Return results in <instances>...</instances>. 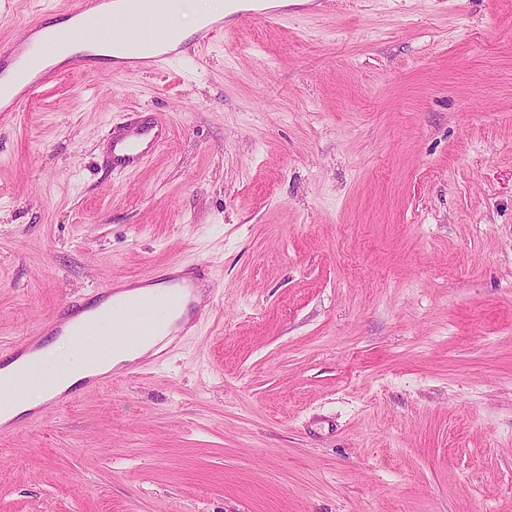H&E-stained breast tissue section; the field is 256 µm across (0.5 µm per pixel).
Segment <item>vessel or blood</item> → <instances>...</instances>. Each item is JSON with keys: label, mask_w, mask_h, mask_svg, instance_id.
Here are the masks:
<instances>
[{"label": "vessel or blood", "mask_w": 512, "mask_h": 512, "mask_svg": "<svg viewBox=\"0 0 512 512\" xmlns=\"http://www.w3.org/2000/svg\"><path fill=\"white\" fill-rule=\"evenodd\" d=\"M112 0H72L67 16L71 21L65 30L47 33V25L37 21L28 27L21 39L0 45V75L13 72L19 89L10 98L0 97V112L20 111L38 97L45 87L73 67L95 69L107 66L113 70L141 74L157 73L177 57L195 55L228 29H241L249 21L270 25L285 23L288 9L277 0H251L242 7L241 0H227L231 9L223 19L205 23L192 38H182L174 22L172 0H120V9H112ZM97 18L100 27L119 22L127 34L113 33L105 45L107 54L88 53L80 57L64 56L63 51L75 41L91 42L94 27L90 18ZM170 123L159 113L131 112L123 121L112 124L104 136L105 163L110 174L124 176L140 169L169 143ZM167 289L166 306L183 314L180 330L187 331L201 318L197 303L201 294H215L216 285L205 264L173 263L157 278ZM144 307L138 302L125 305L122 319H97L87 314V307L78 302L65 305L51 320L48 329L61 334L73 327L80 336L88 360H96L103 349L127 342L141 325Z\"/></svg>", "instance_id": "vessel-or-blood-1"}]
</instances>
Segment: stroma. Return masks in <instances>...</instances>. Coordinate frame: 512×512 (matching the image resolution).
Here are the masks:
<instances>
[{
	"label": "stroma",
	"mask_w": 512,
	"mask_h": 512,
	"mask_svg": "<svg viewBox=\"0 0 512 512\" xmlns=\"http://www.w3.org/2000/svg\"><path fill=\"white\" fill-rule=\"evenodd\" d=\"M67 0H0V41ZM172 126L136 172L106 130ZM196 332L0 435V512H512V0H331L0 115V361L116 275ZM170 123L157 112H131L104 135L105 163L113 176L140 169L169 143ZM162 272L164 273L156 279L132 281L114 279L91 293L92 303L88 305L79 302L68 303L55 315L48 327L41 328L35 335L25 336L16 342L9 349V356L12 359H17L30 353L39 342L38 336H43L46 329L53 335H59L73 320L88 311L94 310L101 302L116 297L126 289L140 288L124 293V296L129 300L147 295H161L164 288L158 286L141 288L149 284H163L166 288H169L170 290L165 296L167 308L176 312H183L182 320L178 323L179 329L175 330L171 336H179L183 331L190 330L194 323L202 317V310L197 303L198 297L202 293L214 295L216 292L217 287L208 272L207 266L202 263H173L164 267Z\"/></svg>",
	"instance_id": "stroma-1"
}]
</instances>
